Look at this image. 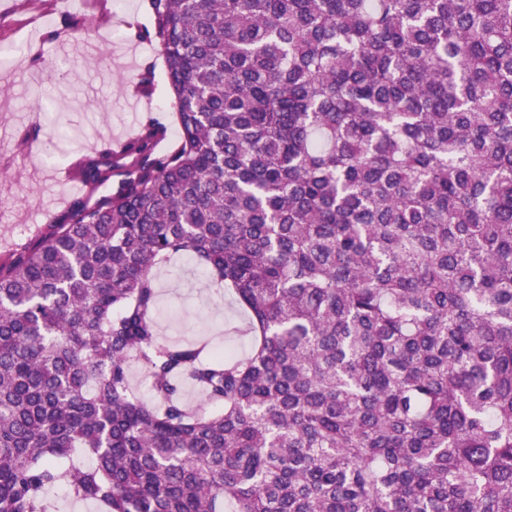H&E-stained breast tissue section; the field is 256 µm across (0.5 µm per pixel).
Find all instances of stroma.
<instances>
[{
  "label": "stroma",
  "instance_id": "stroma-1",
  "mask_svg": "<svg viewBox=\"0 0 512 512\" xmlns=\"http://www.w3.org/2000/svg\"><path fill=\"white\" fill-rule=\"evenodd\" d=\"M25 19V14H12L0 30V40L18 49L8 65H0V234L20 246L30 241L32 225L46 224L57 212L61 190L52 178L54 170L75 161L86 141L110 136L133 120L128 99L144 66H152L155 84L147 112L167 125V144L177 138L158 46L131 41L126 29L130 22L151 26L148 0H112V25L96 40L74 38L64 47L45 43L43 69L30 62L32 42ZM54 63L60 64L62 79L50 77L47 67ZM41 98L53 101L68 135L43 138L20 150L16 128L33 121V108ZM158 278L163 337L191 341L209 336L220 343L229 323L241 321L237 305L190 257L160 269Z\"/></svg>",
  "mask_w": 512,
  "mask_h": 512
}]
</instances>
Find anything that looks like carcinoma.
I'll return each mask as SVG.
<instances>
[{
  "label": "carcinoma",
  "mask_w": 512,
  "mask_h": 512,
  "mask_svg": "<svg viewBox=\"0 0 512 512\" xmlns=\"http://www.w3.org/2000/svg\"><path fill=\"white\" fill-rule=\"evenodd\" d=\"M150 6L176 146L0 262V512H512V0ZM180 254L248 351L162 339ZM49 498L53 499L58 508V512H100L101 510L96 504H87L76 502L72 498L65 495L63 487H55L48 491Z\"/></svg>",
  "instance_id": "cac0c4a2"
}]
</instances>
